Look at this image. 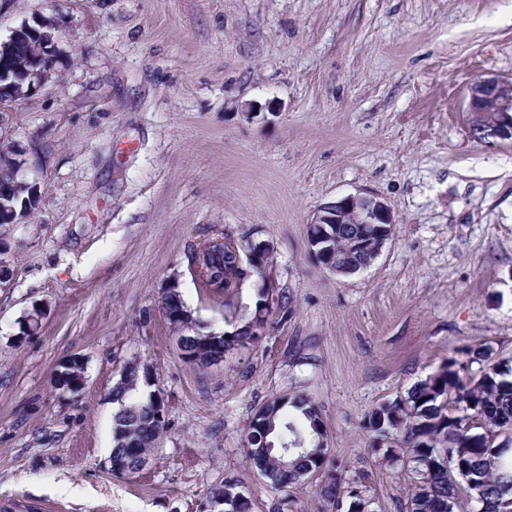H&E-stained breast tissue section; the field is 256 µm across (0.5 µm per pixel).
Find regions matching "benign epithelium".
Listing matches in <instances>:
<instances>
[{"label":"benign epithelium","instance_id":"7a95c632","mask_svg":"<svg viewBox=\"0 0 512 512\" xmlns=\"http://www.w3.org/2000/svg\"><path fill=\"white\" fill-rule=\"evenodd\" d=\"M40 28V42L33 53L43 59L40 69L31 71L18 86L14 95L0 96V127L4 125V116L12 105L41 90L57 75L56 61L64 53L61 48L62 25L50 16L33 17ZM469 133L474 139L490 145L512 141V79H500L495 76L479 77L470 85L466 101ZM394 224V214L389 205L380 197L370 194H354L330 202L315 213L307 227L308 238L316 241L326 232L328 224ZM161 309L165 318L182 324L178 331L177 346L181 355L188 361L194 359L191 332L195 323L184 319L181 312L161 300ZM73 368L77 369V378L64 383L60 381L63 371L56 370L54 387L64 394H77L85 382L83 362L76 358Z\"/></svg>","mask_w":512,"mask_h":512}]
</instances>
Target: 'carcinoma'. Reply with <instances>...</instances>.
I'll use <instances>...</instances> for the list:
<instances>
[{"mask_svg": "<svg viewBox=\"0 0 512 512\" xmlns=\"http://www.w3.org/2000/svg\"><path fill=\"white\" fill-rule=\"evenodd\" d=\"M31 63L24 50L0 53V70L20 77ZM0 163V202L5 210L21 207L29 197L18 184L16 170L4 152ZM392 224H338L333 239L336 275L347 276L370 264L384 241L393 237ZM259 244L224 235V253L206 250L193 254L198 282L206 291L224 294V306L233 305L242 283L255 275L259 266L237 259ZM224 263V286L211 288L213 270ZM202 356L227 347L247 346L256 340L248 325L228 336L197 331ZM466 359H448L426 379L415 383L392 401L373 408L366 415L364 428L370 433L369 451L396 464L410 463L415 491L400 505L401 512H504L512 504V368L494 359L490 348H471ZM141 371L132 365L127 381L112 388L118 407L112 421V454L124 456L128 443L153 448L163 425L155 422L151 402L141 392ZM260 411L269 416L265 425L250 422L244 439L246 457L257 472L265 473L266 485L286 491L305 482L311 471L328 473L319 497L330 512H350L356 494L362 493L357 481L343 474L329 458V448L318 406L308 397L269 399ZM300 442L302 449L280 466L282 443ZM251 497L236 490L225 496L224 512H252Z\"/></svg>", "mask_w": 512, "mask_h": 512, "instance_id": "1", "label": "carcinoma"}]
</instances>
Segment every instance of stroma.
Listing matches in <instances>:
<instances>
[{"label": "stroma", "mask_w": 512, "mask_h": 512, "mask_svg": "<svg viewBox=\"0 0 512 512\" xmlns=\"http://www.w3.org/2000/svg\"><path fill=\"white\" fill-rule=\"evenodd\" d=\"M39 14L64 24L59 74L0 129L41 185L34 214L0 224V505L206 512L233 478L254 512H322L319 479L267 489L243 451L266 399L306 394L337 465L398 512L413 481L367 453V412L471 346L512 364V141H475L465 112L475 79L512 78V0H9L0 39ZM358 193L395 232L339 278L307 225ZM226 234L273 250L229 311L190 259ZM174 279L216 333L252 318L261 285L285 301L203 371L160 309ZM74 356L85 384L65 395L50 379ZM134 363L165 428L117 478L112 387Z\"/></svg>", "instance_id": "stroma-1"}]
</instances>
